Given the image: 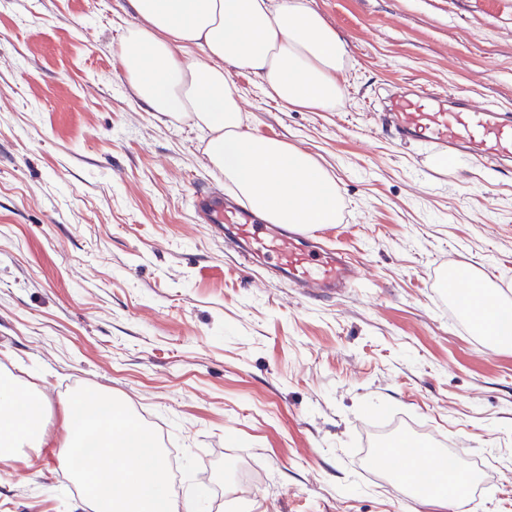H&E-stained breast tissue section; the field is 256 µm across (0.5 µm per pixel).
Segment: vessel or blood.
Instances as JSON below:
<instances>
[{"instance_id": "b4317fda", "label": "vessel or blood", "mask_w": 512, "mask_h": 512, "mask_svg": "<svg viewBox=\"0 0 512 512\" xmlns=\"http://www.w3.org/2000/svg\"><path fill=\"white\" fill-rule=\"evenodd\" d=\"M381 123L399 144L423 143L442 155L462 151L501 169L512 162V113L445 90L398 86L379 101ZM197 223L223 231L241 258L270 259L273 275L312 299H332L356 287L362 268L340 250L323 247L295 224H268L248 206L216 191L194 196Z\"/></svg>"}]
</instances>
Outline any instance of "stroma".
Returning a JSON list of instances; mask_svg holds the SVG:
<instances>
[{
  "instance_id": "obj_1",
  "label": "stroma",
  "mask_w": 512,
  "mask_h": 512,
  "mask_svg": "<svg viewBox=\"0 0 512 512\" xmlns=\"http://www.w3.org/2000/svg\"><path fill=\"white\" fill-rule=\"evenodd\" d=\"M349 59L332 112L284 110L233 72L247 127L312 154L364 283L316 301L264 281L196 223L223 188L208 134L148 111L118 57L127 0H0V373L51 407L112 393L178 454L196 512H435L364 449L406 431L486 482L455 512H512V349L448 296L445 268L512 302V170L370 115L395 83L512 111V0H309ZM50 445L0 462V512H91Z\"/></svg>"
}]
</instances>
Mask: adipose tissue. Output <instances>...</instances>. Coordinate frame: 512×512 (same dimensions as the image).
<instances>
[{
	"instance_id": "adipose-tissue-1",
	"label": "adipose tissue",
	"mask_w": 512,
	"mask_h": 512,
	"mask_svg": "<svg viewBox=\"0 0 512 512\" xmlns=\"http://www.w3.org/2000/svg\"><path fill=\"white\" fill-rule=\"evenodd\" d=\"M137 18L119 45L123 74L150 111L211 137L206 153L231 190L271 224H332L334 177L288 142L245 131L232 71L252 74L285 109L335 110L347 46L308 0H128ZM468 284L462 313L491 336L512 335V307ZM42 399L0 377V461L45 445Z\"/></svg>"
}]
</instances>
